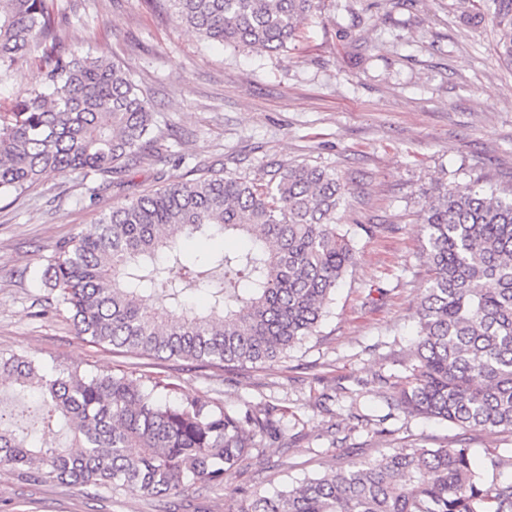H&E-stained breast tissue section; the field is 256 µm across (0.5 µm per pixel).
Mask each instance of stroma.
I'll return each instance as SVG.
<instances>
[{"instance_id":"1","label":"stroma","mask_w":512,"mask_h":512,"mask_svg":"<svg viewBox=\"0 0 512 512\" xmlns=\"http://www.w3.org/2000/svg\"><path fill=\"white\" fill-rule=\"evenodd\" d=\"M62 40L127 67L151 102L155 156L125 172L67 174L0 198V354L45 370L132 372L173 386L171 402L270 405L282 438L263 439L219 487L169 498L30 484L0 470V512H235L240 490L335 471L393 448H468L486 480H512V435L391 414V384L416 334L428 285L417 228L436 184L512 190V69L473 0H322L284 53L210 43L147 0H70ZM43 85L36 63L0 80V109ZM333 171L336 212L356 260L314 336L278 363L232 370L154 359L77 336L32 273L52 246L101 212L211 173L259 177L287 163Z\"/></svg>"}]
</instances>
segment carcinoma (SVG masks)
<instances>
[{
  "label": "carcinoma",
  "instance_id": "cac0c4a2",
  "mask_svg": "<svg viewBox=\"0 0 512 512\" xmlns=\"http://www.w3.org/2000/svg\"><path fill=\"white\" fill-rule=\"evenodd\" d=\"M208 41L284 52L321 0H165ZM512 67V0H482ZM64 0H0V78L39 63L44 88L0 113V196L68 173L118 174L150 155L154 112L129 71L105 54L62 47ZM346 185L336 172L289 163L269 180L231 172L150 190L57 242L41 278L76 335L99 346L202 366L273 363L313 335L355 247L335 224ZM196 233L247 240L191 265L177 248ZM430 272L417 338L390 407L406 416L512 434V196L440 187L423 210ZM181 265L164 276L159 254ZM213 286L207 314L187 307ZM0 381L39 394L38 415L0 406V467L33 483L165 498L187 483L221 485L268 433L272 409L243 414L133 374L46 373L0 355ZM240 512H512V482L487 483L463 447L393 448L272 495Z\"/></svg>",
  "mask_w": 512,
  "mask_h": 512
}]
</instances>
